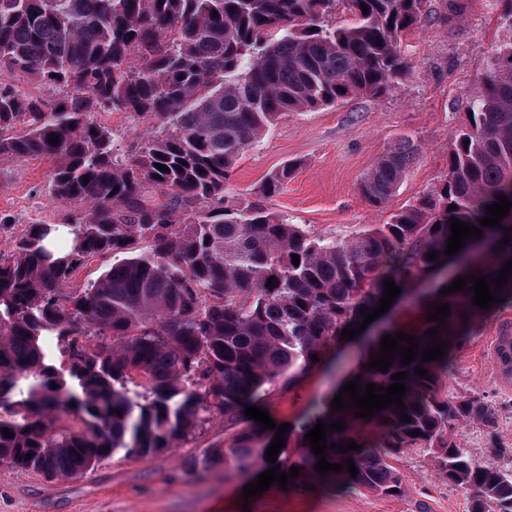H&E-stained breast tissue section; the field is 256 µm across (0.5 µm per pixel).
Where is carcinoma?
Instances as JSON below:
<instances>
[{
	"label": "carcinoma",
	"mask_w": 512,
	"mask_h": 512,
	"mask_svg": "<svg viewBox=\"0 0 512 512\" xmlns=\"http://www.w3.org/2000/svg\"><path fill=\"white\" fill-rule=\"evenodd\" d=\"M426 2L0 0V160H48L52 191L71 207L65 245L50 248L55 225L33 224L0 258V463L76 477L119 448L142 457L166 451L211 415L233 432L183 465L264 468L246 405L304 373L343 329L359 328L384 281L404 289L465 255L468 241L445 254L450 219L477 227L498 197L512 200V45L490 52L441 188L388 223L336 242L257 203L224 205L239 156L282 116L394 86ZM340 4L353 23H330ZM15 73L70 94L51 103L21 94L1 82ZM114 111L150 123L130 157L116 154L108 127L89 120ZM417 155L411 137L397 139L361 179L365 199L385 204ZM294 171L286 163L271 172L260 195L280 194ZM109 254L124 258L73 286L87 258ZM473 295L434 293L428 303L450 304L445 324L405 330L422 349L426 331L438 328L436 342L448 344L443 360L403 366L397 355L386 373L361 370V384L385 388L408 372L410 421L392 407L368 421L323 411L324 422L346 423L327 442L362 446L327 450L330 463L353 460L356 477L341 471L351 484L398 496L403 479L388 459L425 448L438 476L465 494L467 512H512V471L480 463L457 440L463 423L494 427V412L478 397L448 394L445 382L453 352L485 313ZM42 336L56 337L67 373L50 363ZM495 354L511 382V322ZM418 364L431 379L414 373ZM367 432L378 447L364 446Z\"/></svg>",
	"instance_id": "carcinoma-1"
}]
</instances>
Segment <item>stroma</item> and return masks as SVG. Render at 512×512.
Returning <instances> with one entry per match:
<instances>
[{
  "label": "stroma",
  "mask_w": 512,
  "mask_h": 512,
  "mask_svg": "<svg viewBox=\"0 0 512 512\" xmlns=\"http://www.w3.org/2000/svg\"><path fill=\"white\" fill-rule=\"evenodd\" d=\"M503 0H428L427 13L404 45L407 69L385 96H355L333 107L284 115L239 159L225 186V202L263 201L289 223L314 234L346 241L441 187L448 168V146L468 120L471 97L488 69L489 50L512 44V21ZM108 127L119 153L135 151L147 127L128 112L94 114ZM414 139L420 152L399 190L381 207L372 206L359 183L393 143ZM298 165L281 194L261 200L259 188L283 163ZM51 165L22 158L0 161V256L9 257L17 239L32 224L63 225L65 208L50 190ZM512 322V304L486 313L470 342L461 346L446 378L449 393L481 395L495 406L496 425L467 424L458 431L461 448L493 462L490 441L512 448V383L501 376L494 348L504 323ZM368 337L342 347L325 368L301 383L270 387L261 400L276 423L287 424L286 462L304 453L307 426L321 413L331 393L365 362ZM224 421L214 418L196 436L148 457L116 451L84 475L54 481L0 463V512H467L466 498L438 477L432 454L410 448L391 458L403 478L397 497L358 486L328 484L314 475L271 485L261 495L242 491L257 477L235 462L187 470L183 461L201 456L209 443L223 439Z\"/></svg>",
  "instance_id": "stroma-1"
}]
</instances>
